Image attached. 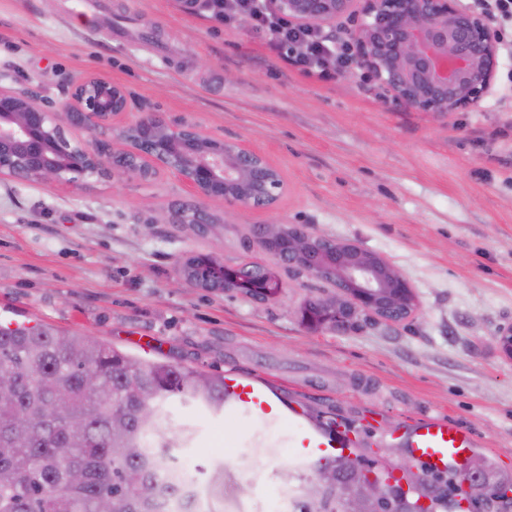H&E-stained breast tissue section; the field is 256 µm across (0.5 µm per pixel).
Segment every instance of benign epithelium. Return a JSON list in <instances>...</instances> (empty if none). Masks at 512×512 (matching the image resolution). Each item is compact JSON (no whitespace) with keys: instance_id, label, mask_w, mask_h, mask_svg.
Here are the masks:
<instances>
[{"instance_id":"obj_1","label":"benign epithelium","mask_w":512,"mask_h":512,"mask_svg":"<svg viewBox=\"0 0 512 512\" xmlns=\"http://www.w3.org/2000/svg\"><path fill=\"white\" fill-rule=\"evenodd\" d=\"M291 20L320 28L347 15L344 39L352 65L384 87L392 100L417 112L446 115L477 107L492 88L499 64V41L488 19L461 6L460 0H271ZM67 108L72 125L93 132L112 128V118L131 111L124 89L86 77L76 82ZM126 146L108 148L93 139L72 143L36 92L13 87L0 71V176L76 183L86 177L150 181L160 173L175 176L194 200L172 206L165 221L212 229L213 214L201 199L220 198L225 214L273 207L283 193L281 174L239 142L216 139L195 124L173 123L147 113L122 132ZM253 239L272 258L291 269L328 281L336 293L313 299L301 318L308 328L338 332L357 326L361 315L400 325L418 309L408 279L385 257L354 243L312 232L303 224H259ZM205 287L224 289V262L206 263ZM270 276L259 282L239 278L230 291L265 301L279 294ZM497 344L512 359V325L500 329ZM353 480L338 484L347 512H435L429 497H395L391 487L408 490L418 470L407 455L397 474L368 471L349 458Z\"/></svg>"}]
</instances>
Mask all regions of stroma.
Wrapping results in <instances>:
<instances>
[{"label": "stroma", "mask_w": 512, "mask_h": 512, "mask_svg": "<svg viewBox=\"0 0 512 512\" xmlns=\"http://www.w3.org/2000/svg\"><path fill=\"white\" fill-rule=\"evenodd\" d=\"M36 91L71 142L72 83L123 86L138 111L198 124L262 155L285 190L272 208L217 220L209 232L164 217L189 200L172 175L72 184L0 178V319L206 374L255 376L302 418L351 424L398 461L401 430L427 413L470 432L474 453L512 472V360L497 347L512 324V44L476 108L437 115L388 101L358 69L321 80L276 57L251 27L213 22L186 0H0V71ZM304 224L390 260L419 301L404 324L336 332L302 325L300 308L330 286L292 276L258 244L255 224ZM277 273L279 297L257 303L181 282L193 255ZM197 430L175 449L205 492L224 466L244 487V512L282 496L284 472H308L279 420L213 415L179 405ZM273 452L257 450L256 441Z\"/></svg>", "instance_id": "obj_1"}]
</instances>
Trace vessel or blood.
<instances>
[{
  "instance_id": "b4317fda",
  "label": "vessel or blood",
  "mask_w": 512,
  "mask_h": 512,
  "mask_svg": "<svg viewBox=\"0 0 512 512\" xmlns=\"http://www.w3.org/2000/svg\"><path fill=\"white\" fill-rule=\"evenodd\" d=\"M224 413L248 416L260 423L289 419L293 426L291 443L298 448L301 459L308 463L355 445L353 429L340 425L332 431L302 421L264 383L234 371L227 372L224 378ZM405 439V446L416 462L438 474L447 473L451 468L462 470L474 446L467 431L454 420L442 416H427L417 421L406 430Z\"/></svg>"
}]
</instances>
